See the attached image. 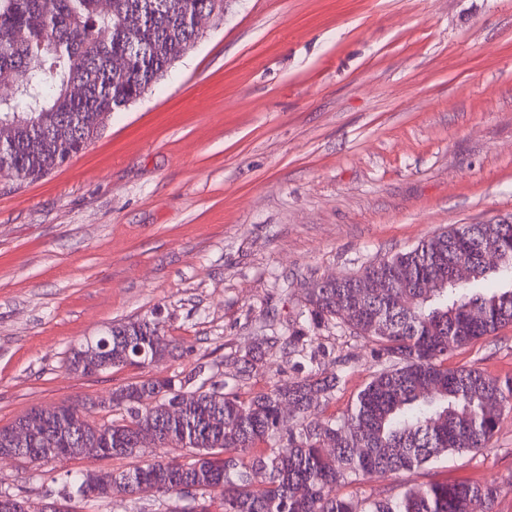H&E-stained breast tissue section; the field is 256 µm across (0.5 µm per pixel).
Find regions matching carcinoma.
I'll return each mask as SVG.
<instances>
[{
    "instance_id": "1",
    "label": "carcinoma",
    "mask_w": 512,
    "mask_h": 512,
    "mask_svg": "<svg viewBox=\"0 0 512 512\" xmlns=\"http://www.w3.org/2000/svg\"><path fill=\"white\" fill-rule=\"evenodd\" d=\"M202 14L223 16L224 0H111L107 10L101 0H0V72L13 74L15 88L0 97V172L34 181L60 166L63 153L87 149L112 114L140 100L194 45ZM114 58L123 70L112 68ZM461 261L471 267L466 281L453 279ZM489 278L500 287H479ZM305 307L307 326L261 337L229 377L215 380L199 362L184 378L120 386L100 406L112 414L103 423L70 402L33 408L0 428V449L21 448L19 459L31 463L70 457L71 448L135 459L149 440L182 452L71 476L49 512H76L72 501L114 490L130 498V512L172 496L191 502L172 512H210L205 495L215 488L224 512H495L496 484L417 485L363 502L334 488L488 448L512 410V377L450 368L448 353L512 325V222L457 224L354 274L317 280ZM329 323L347 326L389 361L346 413L310 419L336 392L337 375L307 374L241 396L277 345L299 367L317 366L325 350L310 331ZM97 340L109 349L71 348V371L88 375L95 362L145 368L180 348L145 318L114 323Z\"/></svg>"
}]
</instances>
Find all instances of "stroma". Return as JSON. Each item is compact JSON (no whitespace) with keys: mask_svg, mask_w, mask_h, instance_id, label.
Returning a JSON list of instances; mask_svg holds the SVG:
<instances>
[{"mask_svg":"<svg viewBox=\"0 0 512 512\" xmlns=\"http://www.w3.org/2000/svg\"><path fill=\"white\" fill-rule=\"evenodd\" d=\"M512 221V0H227L168 75L44 177L0 184V427L31 408L152 376L218 371L283 336L313 281L357 272L455 224ZM159 318L186 346L153 366L70 372L72 347ZM338 417L379 369L320 331ZM452 367L512 376V327ZM84 455L0 460V492L59 499ZM433 482L504 486L512 412L487 450L337 485L359 501Z\"/></svg>","mask_w":512,"mask_h":512,"instance_id":"stroma-1","label":"stroma"}]
</instances>
